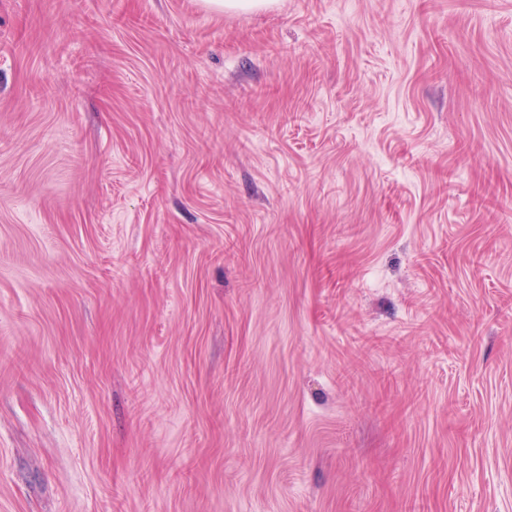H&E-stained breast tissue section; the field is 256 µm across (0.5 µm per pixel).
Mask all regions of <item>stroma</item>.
<instances>
[{
	"mask_svg": "<svg viewBox=\"0 0 512 512\" xmlns=\"http://www.w3.org/2000/svg\"><path fill=\"white\" fill-rule=\"evenodd\" d=\"M0 512H512V0H0Z\"/></svg>",
	"mask_w": 512,
	"mask_h": 512,
	"instance_id": "35a3bbf8",
	"label": "stroma"
}]
</instances>
